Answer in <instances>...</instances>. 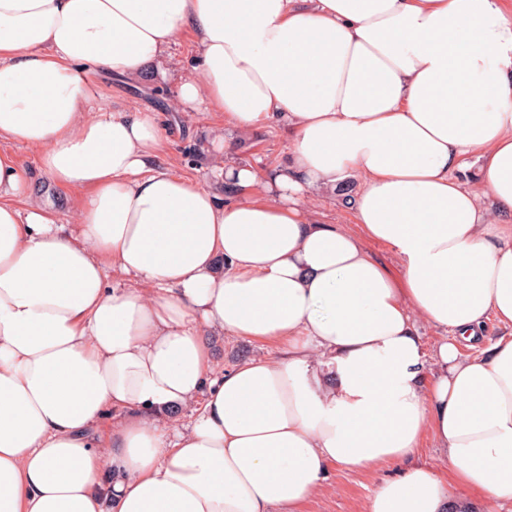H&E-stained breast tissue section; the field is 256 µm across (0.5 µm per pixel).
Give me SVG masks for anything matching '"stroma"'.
Instances as JSON below:
<instances>
[{"instance_id": "stroma-1", "label": "stroma", "mask_w": 512, "mask_h": 512, "mask_svg": "<svg viewBox=\"0 0 512 512\" xmlns=\"http://www.w3.org/2000/svg\"><path fill=\"white\" fill-rule=\"evenodd\" d=\"M195 41L192 34H184L171 46L163 64L167 77L148 74L140 80L124 82L108 76L101 77L97 86L104 103L119 102L132 107L150 108L163 116L165 150L161 162H168L182 173L194 177L206 188L223 192L224 186L216 182L212 168L222 163V156L210 152L207 142L213 133L224 134L235 150L231 162L251 164L257 168L274 166L288 156L290 136L286 128L273 125L250 131L225 125L219 112L191 116L175 112L172 99L177 78L183 69L194 63ZM203 339L214 361L221 367H230L247 358L273 357L275 348L248 340L204 331ZM402 464L393 463L371 472H349L331 469L323 487L304 505V512H365L368 499L382 480L398 475Z\"/></svg>"}]
</instances>
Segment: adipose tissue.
Segmentation results:
<instances>
[{"label": "adipose tissue", "instance_id": "obj_1", "mask_svg": "<svg viewBox=\"0 0 512 512\" xmlns=\"http://www.w3.org/2000/svg\"><path fill=\"white\" fill-rule=\"evenodd\" d=\"M187 31L175 111L292 135L216 167L222 196L95 86ZM1 142L83 196L69 231L0 150V512H300L329 468L394 461L366 512L512 498V335L480 345L512 328V0H0ZM350 178L355 229L316 223ZM205 329L278 356L215 369Z\"/></svg>", "mask_w": 512, "mask_h": 512}]
</instances>
